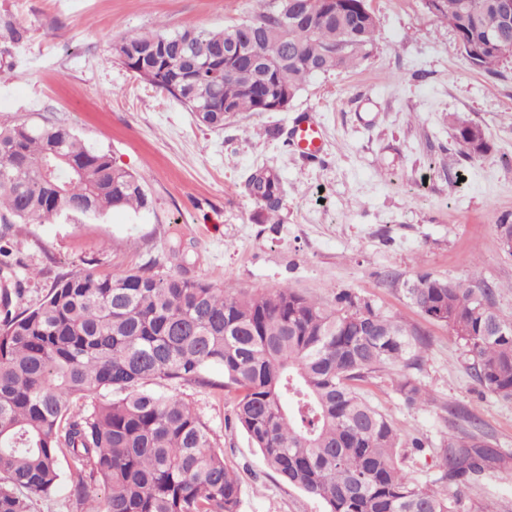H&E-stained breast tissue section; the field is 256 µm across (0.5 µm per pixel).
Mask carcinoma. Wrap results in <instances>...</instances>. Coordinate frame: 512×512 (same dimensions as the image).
<instances>
[{
  "label": "carcinoma",
  "mask_w": 512,
  "mask_h": 512,
  "mask_svg": "<svg viewBox=\"0 0 512 512\" xmlns=\"http://www.w3.org/2000/svg\"><path fill=\"white\" fill-rule=\"evenodd\" d=\"M367 0H277L273 9L223 29L186 26L146 33L115 47L122 63L171 95L210 129L241 112H264L281 91L294 99L310 77L369 56L376 20ZM442 17L468 44L470 64L491 71L512 59V21L497 0H437ZM246 27L256 61L248 79L208 69L224 59L227 37ZM469 157L489 152L485 131L455 125ZM277 211L283 195L268 169L245 184ZM149 208L145 178L62 125L0 127V226L12 220L98 221L114 209ZM422 313L465 348L479 385L512 400V321L493 307V289L429 275L406 283ZM0 286V512H31L33 497L60 481L58 457L89 471L105 494L89 512H239L240 485L215 448V434L180 398L150 392L156 379L208 383L222 370L236 424L266 466L318 499L326 512H460L474 483L503 461L477 424L448 436L436 455L438 477L418 485L403 469L400 429L360 391L387 365L409 368L428 344L418 330L345 292L336 303L310 300L286 285L238 294L182 275L149 269L62 276L38 306L13 312ZM381 334L366 331L369 318ZM496 325L500 336H485ZM394 391L424 402L422 387L402 374ZM103 391H119L114 399ZM99 396L91 409L73 404Z\"/></svg>",
  "instance_id": "cac0c4a2"
}]
</instances>
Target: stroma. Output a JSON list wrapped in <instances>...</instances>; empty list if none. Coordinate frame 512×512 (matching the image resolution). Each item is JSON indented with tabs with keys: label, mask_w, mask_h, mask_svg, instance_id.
<instances>
[{
	"label": "stroma",
	"mask_w": 512,
	"mask_h": 512,
	"mask_svg": "<svg viewBox=\"0 0 512 512\" xmlns=\"http://www.w3.org/2000/svg\"><path fill=\"white\" fill-rule=\"evenodd\" d=\"M270 0H0V125H64L143 175L148 210L81 219L15 222L0 240L8 275L22 293L15 310L42 302L57 278L151 269L221 288L261 293L288 285L331 304L341 292L411 323L429 340L410 372L426 403L409 406L392 387L402 367L363 382L365 396L400 430L404 470L418 483L436 474L433 456L448 434L478 420L508 468L479 478L474 500L486 512H512V401L485 391L462 344L406 298V281L430 275L494 286L492 302L512 320V251L497 226L512 224V60L489 74L471 66L434 0H368L377 21L371 54L356 66L316 75L283 112H243L222 129L137 77L115 45L146 32L192 25L210 30L251 19ZM322 125L324 151L307 158L288 147L304 113ZM460 122L482 126L485 157L465 156L453 137ZM262 168L280 177L276 220L244 184ZM209 386L159 380L151 388L189 403L212 429L237 472L240 512H324L263 463L233 423L220 370ZM463 407L467 418L449 416ZM63 478L31 512H88L104 490L87 480L79 496Z\"/></svg>",
	"instance_id": "stroma-1"
}]
</instances>
